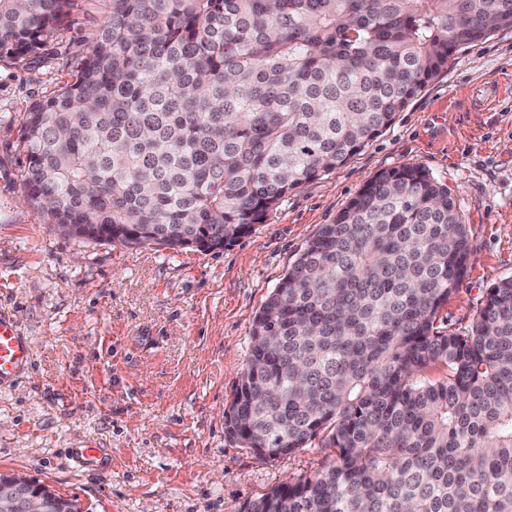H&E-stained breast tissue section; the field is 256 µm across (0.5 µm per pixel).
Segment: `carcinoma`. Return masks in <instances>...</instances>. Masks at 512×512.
Instances as JSON below:
<instances>
[{"label":"carcinoma","instance_id":"carcinoma-1","mask_svg":"<svg viewBox=\"0 0 512 512\" xmlns=\"http://www.w3.org/2000/svg\"><path fill=\"white\" fill-rule=\"evenodd\" d=\"M69 4L0 0V59L37 54ZM507 27L512 0H112L25 115L24 187L69 237L222 249ZM470 261L452 190L414 165L320 227L253 320L224 432L325 458L242 512H512V278L436 327Z\"/></svg>","mask_w":512,"mask_h":512}]
</instances>
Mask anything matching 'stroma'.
<instances>
[{"label":"stroma","instance_id":"stroma-1","mask_svg":"<svg viewBox=\"0 0 512 512\" xmlns=\"http://www.w3.org/2000/svg\"><path fill=\"white\" fill-rule=\"evenodd\" d=\"M109 10L72 0L37 57L0 60V316L33 344L28 366L0 383V473L82 512H241L323 458L310 448L265 460L225 435L253 319L371 177L417 165L455 195L473 257L439 327L469 321L512 277V28L460 46L389 128L248 235L176 253L63 235L23 185L24 117L72 79ZM91 444L99 457L78 459Z\"/></svg>","mask_w":512,"mask_h":512}]
</instances>
